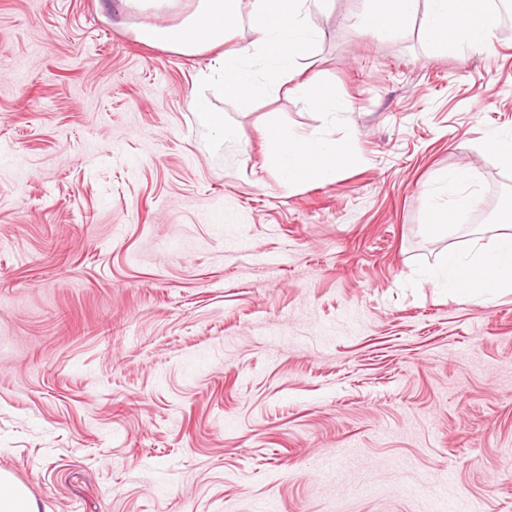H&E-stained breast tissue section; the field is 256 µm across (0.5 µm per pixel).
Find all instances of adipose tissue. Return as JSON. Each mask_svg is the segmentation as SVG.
I'll list each match as a JSON object with an SVG mask.
<instances>
[{
	"mask_svg": "<svg viewBox=\"0 0 512 512\" xmlns=\"http://www.w3.org/2000/svg\"><path fill=\"white\" fill-rule=\"evenodd\" d=\"M319 0H250L251 39L234 43L229 34L240 20L239 0H199L196 10L178 26L143 25L139 39L178 53L213 51L212 73L218 74L225 95L241 103L287 89L306 109L327 115L341 111L335 94L317 90L301 78V62L312 52L320 32L310 22L312 5ZM421 18L427 35L438 45L464 50L491 42L495 18L484 0H368L360 14L364 27H384ZM269 160L288 186L307 182L329 183L346 150L319 131L299 134L274 123L267 129ZM470 174L464 169L445 173L438 188L424 201L430 216L423 230L433 239L447 232V217L470 208L474 195L465 191ZM428 280L459 298H491L512 292V225H501L490 246L451 251L429 268Z\"/></svg>",
	"mask_w": 512,
	"mask_h": 512,
	"instance_id": "ef3b65f1",
	"label": "adipose tissue"
}]
</instances>
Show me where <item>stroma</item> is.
<instances>
[{"label": "stroma", "instance_id": "35a3bbf8", "mask_svg": "<svg viewBox=\"0 0 512 512\" xmlns=\"http://www.w3.org/2000/svg\"><path fill=\"white\" fill-rule=\"evenodd\" d=\"M196 2L0 0V470L38 512H512V293L423 277L512 217V32L463 53L321 0L324 115L138 40ZM271 119L350 161L285 186ZM460 167L490 212L429 238ZM191 106L199 126L208 132H219L224 142H238L244 137L243 130L235 125L224 122V115L221 112H214L206 102L193 98Z\"/></svg>", "mask_w": 512, "mask_h": 512}]
</instances>
